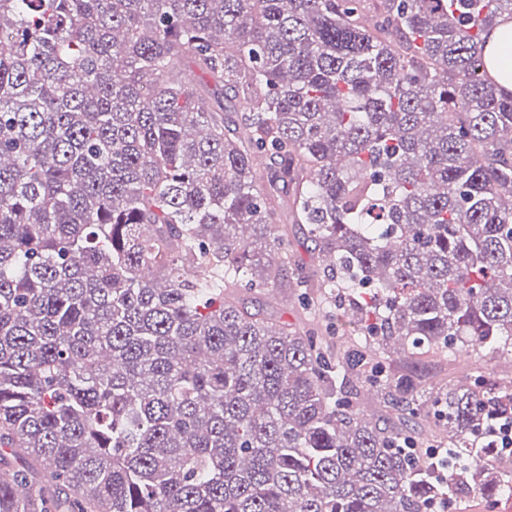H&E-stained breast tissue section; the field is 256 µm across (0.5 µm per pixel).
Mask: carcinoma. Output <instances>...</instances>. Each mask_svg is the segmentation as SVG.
<instances>
[{
  "mask_svg": "<svg viewBox=\"0 0 512 512\" xmlns=\"http://www.w3.org/2000/svg\"><path fill=\"white\" fill-rule=\"evenodd\" d=\"M505 19L512 0H0V512L511 490L486 435L512 388L426 395L408 366L512 359V91L484 57ZM261 168L330 261L307 330L237 299L293 265ZM321 323L354 332L344 353ZM355 381L397 419L364 420Z\"/></svg>",
  "mask_w": 512,
  "mask_h": 512,
  "instance_id": "1",
  "label": "carcinoma"
}]
</instances>
